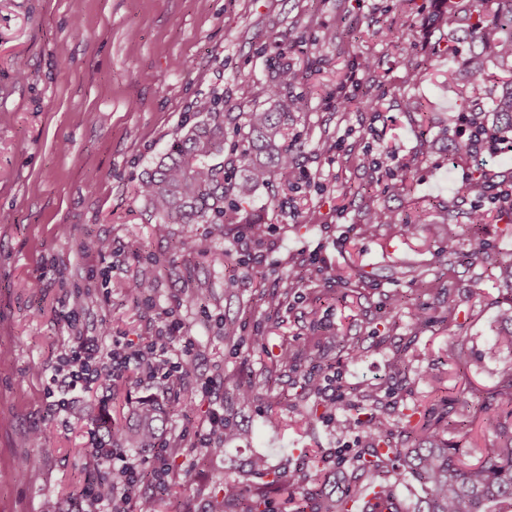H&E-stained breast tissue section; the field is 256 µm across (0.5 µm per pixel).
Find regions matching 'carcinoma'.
<instances>
[{
	"mask_svg": "<svg viewBox=\"0 0 512 512\" xmlns=\"http://www.w3.org/2000/svg\"><path fill=\"white\" fill-rule=\"evenodd\" d=\"M468 11L469 27L464 38L472 46L473 62L467 77L472 91L477 92L491 77L485 62L512 74V0H498L492 12L484 9V0H471ZM461 27L462 18L448 0H441L440 7L428 19V28L433 33H455ZM300 79L293 69L279 75L278 83L269 93L268 106L253 107L244 113L241 144L233 146L241 176L233 183L226 182L224 176L223 100L214 96L200 102V120L173 142L141 183L139 195L157 218L156 230L166 231L171 224H208L212 233L222 236L227 199L246 200L260 184L286 173L294 161L287 125L296 102L283 90ZM465 103L470 112L479 115L478 126L484 137L496 140L512 132V78L503 82L490 114H480L477 99L472 96ZM365 211L369 223L360 225L365 234L373 233L379 224L398 223L391 210L368 205ZM489 217L487 210L479 211L475 217L472 258L485 254L478 231ZM445 242L440 255L451 268L464 254L457 234L448 236ZM196 251L195 240L186 234L175 243L174 257L168 263L174 264L176 257H190ZM390 304L393 321L404 315L415 326L428 321L426 308L410 293L393 295ZM499 317L505 334L497 337L495 347H512V302L500 309ZM391 374L415 381L425 378L424 372L414 366L407 346L394 355ZM379 391V386L374 390L366 387L346 394L350 415L341 426H370L368 446L355 450L347 481L332 492L315 487L298 499L289 498L287 503L292 512H359L358 503L368 494L383 500L396 499L399 486L405 483L416 484L421 491L415 497L412 512H512V431L504 433L499 446L480 462L467 466L446 435L456 432L468 436L475 421L450 406V399L440 396L424 409L415 404L409 413L393 422L378 416ZM163 423L162 411L146 407L137 409L132 419L122 425L107 422L101 428L128 448H152L160 439ZM250 473L265 479L262 486L252 491L236 481H224V506L229 512H267L270 493L282 491L286 483L305 481L301 473L283 480L282 474L271 470L264 459L251 460Z\"/></svg>",
	"mask_w": 512,
	"mask_h": 512,
	"instance_id": "carcinoma-1",
	"label": "carcinoma"
}]
</instances>
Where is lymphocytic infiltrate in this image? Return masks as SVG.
<instances>
[{"instance_id": "f902f5d3", "label": "lymphocytic infiltrate", "mask_w": 512, "mask_h": 512, "mask_svg": "<svg viewBox=\"0 0 512 512\" xmlns=\"http://www.w3.org/2000/svg\"><path fill=\"white\" fill-rule=\"evenodd\" d=\"M179 327L175 309L169 308L153 331L136 343L122 336L107 337L102 331L95 335L75 334L68 350L58 356L44 376L54 411L70 413L88 386L106 388L131 375L146 386L160 382L181 384L193 347L191 342L180 340ZM92 445L96 464L119 460L123 477H103L84 498L75 501V508L79 512H112L113 504L120 502L135 512H145L144 498L135 492L140 477L136 459L98 437Z\"/></svg>"}]
</instances>
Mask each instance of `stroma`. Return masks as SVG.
Returning <instances> with one entry per match:
<instances>
[{"mask_svg": "<svg viewBox=\"0 0 512 512\" xmlns=\"http://www.w3.org/2000/svg\"><path fill=\"white\" fill-rule=\"evenodd\" d=\"M436 0H0V512H40L52 496L68 500L94 463L89 453L96 421L112 405L86 390L75 416H58L45 398L36 366L54 361L76 331L108 325L129 339L148 335L156 312L173 307L194 358L183 388L166 393L136 385L128 406L153 396L170 411L166 436L174 451L160 512H224L225 480L243 475L256 455L272 469L342 482L365 429L338 433L335 417L308 420L317 403L341 392L382 384L385 414L428 398L424 382L389 380L397 350L410 346L450 398L477 404L501 388L499 370L512 352L493 349L498 311L512 289L483 261L447 268L437 253L446 231L470 238L469 217L479 200L465 188L476 166L512 181V156L483 152L480 160L449 162L440 120L463 111L462 70L470 57H429L427 18ZM408 30L404 44L379 36ZM343 31L329 41L325 34ZM411 51L419 78L403 65ZM301 70L291 89L301 109L289 130L295 176L260 185L238 209L226 210L224 235L207 225L193 232L198 256L168 265L185 227L154 235V215L138 187L181 131L197 119L199 99L224 98V135L239 142L242 114L263 105L279 71ZM377 108L357 105L361 96ZM424 111H405L408 97ZM409 187L390 192L402 170ZM420 220L406 237L399 225L361 234L365 196ZM454 210L452 226L440 214ZM272 225L269 241L242 236L249 219ZM113 242L121 257H157L149 298H128L129 276L111 272L96 243ZM231 250L234 261H211ZM261 253L263 263L251 260ZM327 267L329 279L288 283L289 276ZM437 292L425 293L426 282ZM420 288L429 320L407 319L386 329L389 297ZM287 293L270 315L268 293ZM347 293L338 302V293ZM238 338L224 340L225 321ZM266 339V352L250 347ZM365 349L350 359L347 346ZM291 362L276 363L280 352ZM330 364L331 389L302 392L314 360ZM210 380V390L200 383ZM252 383L248 406L236 385ZM241 430L210 456L195 433L215 408ZM43 432L32 446L31 429Z\"/></svg>", "mask_w": 512, "mask_h": 512, "instance_id": "obj_1", "label": "stroma"}]
</instances>
